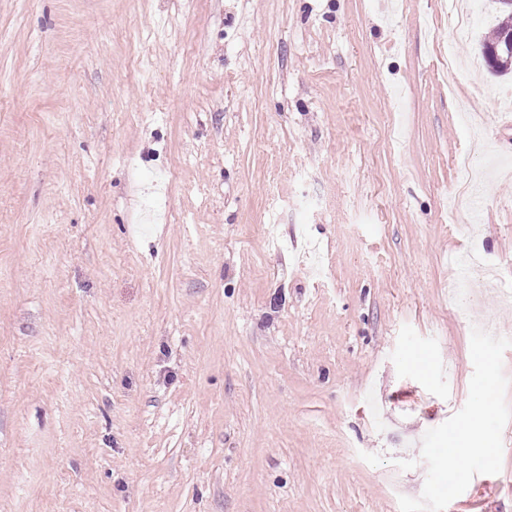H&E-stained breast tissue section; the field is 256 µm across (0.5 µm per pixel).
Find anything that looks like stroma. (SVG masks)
<instances>
[{
  "label": "stroma",
  "mask_w": 512,
  "mask_h": 512,
  "mask_svg": "<svg viewBox=\"0 0 512 512\" xmlns=\"http://www.w3.org/2000/svg\"><path fill=\"white\" fill-rule=\"evenodd\" d=\"M470 2L0 0V512H512ZM474 425H466L461 427L454 439L453 448L448 451V470L452 474H459L464 467L467 455L473 448L472 432Z\"/></svg>",
  "instance_id": "obj_1"
}]
</instances>
